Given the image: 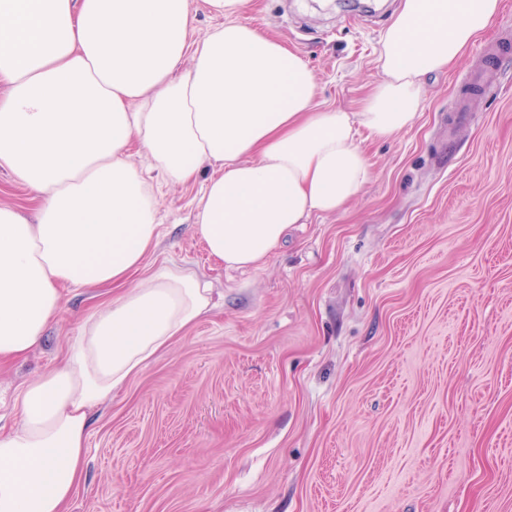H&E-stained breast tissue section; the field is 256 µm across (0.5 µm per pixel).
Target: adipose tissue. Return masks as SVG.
<instances>
[{
	"instance_id": "1",
	"label": "adipose tissue",
	"mask_w": 512,
	"mask_h": 512,
	"mask_svg": "<svg viewBox=\"0 0 512 512\" xmlns=\"http://www.w3.org/2000/svg\"><path fill=\"white\" fill-rule=\"evenodd\" d=\"M203 2L225 22L197 39L188 0H0V168L41 202L32 220L0 205V364L42 340L62 286L121 290L84 319L59 369L14 393L0 512H66L93 411L213 308L209 284L181 266L142 273L161 224L134 153L170 184L213 166L192 232L225 269L260 266L292 225L359 194V133L412 127L426 76L457 64L501 7L400 0L383 77L348 112L317 106L304 59L241 23L251 0Z\"/></svg>"
}]
</instances>
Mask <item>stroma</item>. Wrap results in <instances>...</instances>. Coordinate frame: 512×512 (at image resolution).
I'll return each mask as SVG.
<instances>
[{"label": "stroma", "instance_id": "obj_1", "mask_svg": "<svg viewBox=\"0 0 512 512\" xmlns=\"http://www.w3.org/2000/svg\"><path fill=\"white\" fill-rule=\"evenodd\" d=\"M399 0H255L247 24L308 63L321 106L356 111ZM512 0L416 125L361 136L371 176L258 268L228 272L191 231L207 179L155 185L145 264L207 281L215 308L92 417L70 512H512ZM498 77L467 94L488 61ZM68 288L12 394L59 368L115 296Z\"/></svg>", "mask_w": 512, "mask_h": 512}]
</instances>
